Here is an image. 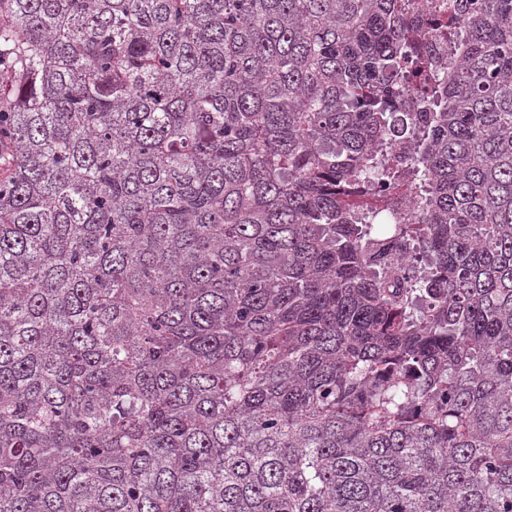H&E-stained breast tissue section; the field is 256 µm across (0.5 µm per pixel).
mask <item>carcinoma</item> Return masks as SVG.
Masks as SVG:
<instances>
[{
	"label": "carcinoma",
	"mask_w": 512,
	"mask_h": 512,
	"mask_svg": "<svg viewBox=\"0 0 512 512\" xmlns=\"http://www.w3.org/2000/svg\"><path fill=\"white\" fill-rule=\"evenodd\" d=\"M406 13L0 0V512H512V0ZM447 0H415L412 1L414 10H409V24L416 35V43L427 46L431 41V30L434 18L445 9L448 16ZM411 194V181L405 179L395 184L375 185L366 199L371 203L372 215L394 221L406 211Z\"/></svg>",
	"instance_id": "carcinoma-1"
}]
</instances>
